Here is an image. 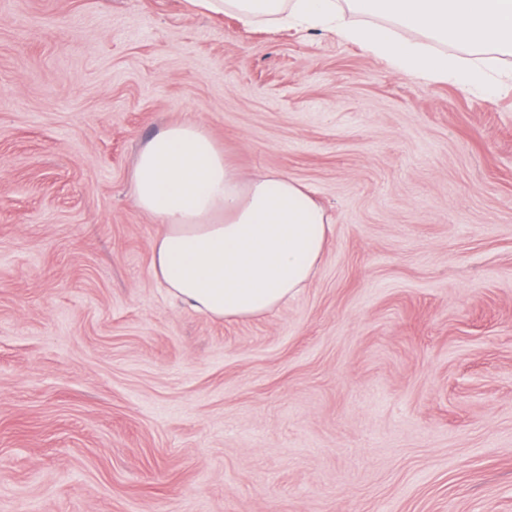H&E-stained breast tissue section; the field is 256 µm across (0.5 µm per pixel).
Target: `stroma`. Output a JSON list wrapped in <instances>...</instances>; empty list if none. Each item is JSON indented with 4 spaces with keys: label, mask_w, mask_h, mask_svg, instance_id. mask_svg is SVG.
<instances>
[{
    "label": "stroma",
    "mask_w": 512,
    "mask_h": 512,
    "mask_svg": "<svg viewBox=\"0 0 512 512\" xmlns=\"http://www.w3.org/2000/svg\"><path fill=\"white\" fill-rule=\"evenodd\" d=\"M511 70L485 98L189 0H0V512H512ZM190 119L334 224L266 316L151 274L132 165Z\"/></svg>",
    "instance_id": "obj_1"
}]
</instances>
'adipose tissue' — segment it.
Wrapping results in <instances>:
<instances>
[{"mask_svg":"<svg viewBox=\"0 0 512 512\" xmlns=\"http://www.w3.org/2000/svg\"><path fill=\"white\" fill-rule=\"evenodd\" d=\"M247 26L323 30L361 45L406 76L493 96L486 57L512 56V0H349L366 21H347L337 0H201ZM386 14L389 24L370 23ZM421 41L399 37V30ZM439 41L461 56L432 49ZM138 210L160 230L151 272L167 292L215 319L271 312L314 277L333 231L308 189L278 172L242 178L207 127L186 120L145 140L130 175Z\"/></svg>","mask_w":512,"mask_h":512,"instance_id":"1","label":"adipose tissue"}]
</instances>
